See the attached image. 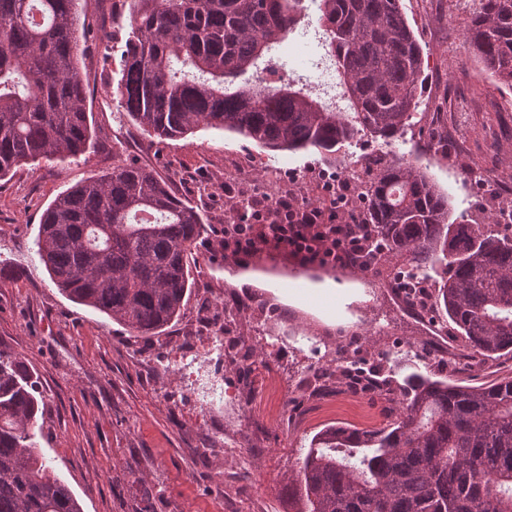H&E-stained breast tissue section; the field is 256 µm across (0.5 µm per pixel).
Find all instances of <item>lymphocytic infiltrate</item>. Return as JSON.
Wrapping results in <instances>:
<instances>
[{"instance_id": "1", "label": "lymphocytic infiltrate", "mask_w": 512, "mask_h": 512, "mask_svg": "<svg viewBox=\"0 0 512 512\" xmlns=\"http://www.w3.org/2000/svg\"><path fill=\"white\" fill-rule=\"evenodd\" d=\"M225 221L236 226L239 237L225 242L231 253H247L261 241H275L304 257L314 259L324 246L333 247L343 264L365 268L367 252L361 238V216L350 203L326 212L308 204L296 194L266 196L252 200L248 211L231 205Z\"/></svg>"}]
</instances>
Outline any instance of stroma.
<instances>
[{"label":"stroma","instance_id":"35a3bbf8","mask_svg":"<svg viewBox=\"0 0 512 512\" xmlns=\"http://www.w3.org/2000/svg\"><path fill=\"white\" fill-rule=\"evenodd\" d=\"M428 66L418 89L419 115L391 145L364 137L345 145L333 161L319 152H273L237 134L201 128L178 140L158 141L123 116L108 74L119 56L104 58L102 39L128 24L125 0H81L89 25L87 60L92 147L80 158L41 161L0 181V344L33 366L45 395L39 448L83 507V512H297L285 486L315 434L329 425L380 429L391 404L381 395L358 397L302 388L329 350L294 333L255 305L237 325L260 344L262 364L251 374L249 404L232 430L209 416L214 397L200 399L189 370L174 360L180 337L193 336L203 306L221 311L219 282L210 269L209 241L224 229V197L214 184L231 158L253 160L247 194H269L265 172L280 189L297 188L324 171L357 166L377 155L413 162L449 195L460 224H481L488 212L512 209V88L480 74L463 37L469 15L448 0H401ZM169 179L179 196L203 205L208 224L191 253L195 284L177 323L151 337H133L100 311L69 300L51 282L35 239L43 211L74 184L112 168V146ZM358 316L391 322L390 343L361 342L356 354L384 356L389 375L403 379L421 365L408 348L414 328L381 293ZM452 383L482 385L512 373L504 355L472 369L436 366Z\"/></svg>","mask_w":512,"mask_h":512}]
</instances>
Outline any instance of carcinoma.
<instances>
[{"label": "carcinoma", "mask_w": 512, "mask_h": 512, "mask_svg": "<svg viewBox=\"0 0 512 512\" xmlns=\"http://www.w3.org/2000/svg\"><path fill=\"white\" fill-rule=\"evenodd\" d=\"M81 0H0V180L91 141ZM465 39L512 87V0H477ZM118 107L151 137L201 127L269 151L334 154L362 137L388 145L417 117L422 48L400 0H320L318 35L348 111L276 75L272 50L303 20L300 0H127ZM263 62L267 77L246 74ZM346 184L374 250L408 263L404 282L440 284L435 305L479 358L512 354V233L452 220L448 195L404 161L368 157ZM204 213L146 167L117 164L59 194L37 253L53 284L132 336L181 314ZM380 430L317 433L288 490L307 512H512V376L450 384L410 373ZM39 375L0 346V512H83L38 448Z\"/></svg>", "instance_id": "cac0c4a2"}]
</instances>
